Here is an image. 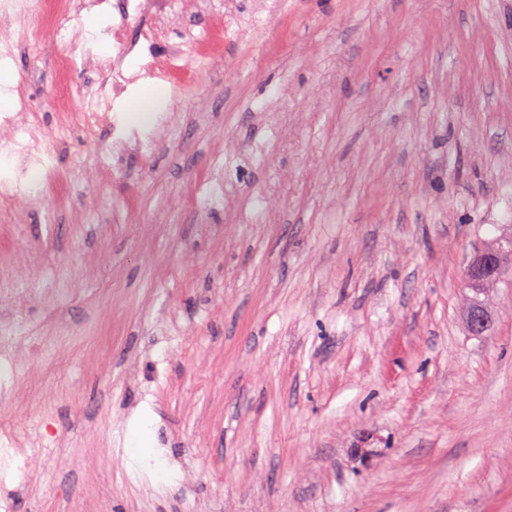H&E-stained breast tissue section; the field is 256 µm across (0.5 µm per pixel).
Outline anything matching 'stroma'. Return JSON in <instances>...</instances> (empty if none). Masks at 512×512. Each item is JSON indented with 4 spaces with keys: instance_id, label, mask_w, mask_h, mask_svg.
Returning a JSON list of instances; mask_svg holds the SVG:
<instances>
[{
    "instance_id": "stroma-1",
    "label": "stroma",
    "mask_w": 512,
    "mask_h": 512,
    "mask_svg": "<svg viewBox=\"0 0 512 512\" xmlns=\"http://www.w3.org/2000/svg\"><path fill=\"white\" fill-rule=\"evenodd\" d=\"M180 7L125 29L112 105L166 121L106 170L111 127L47 96L77 37L84 110L129 0L9 22L0 113L56 150L0 199V324L56 360L0 417L56 437L0 450L8 512H512V272L480 335L465 285L512 235V0Z\"/></svg>"
}]
</instances>
